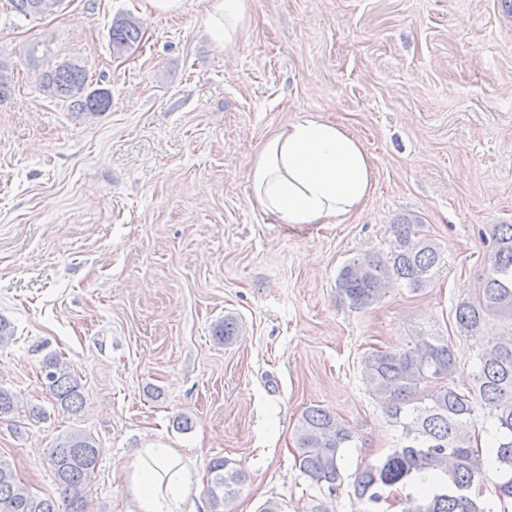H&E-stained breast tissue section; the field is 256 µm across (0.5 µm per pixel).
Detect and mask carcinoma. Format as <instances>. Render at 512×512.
Listing matches in <instances>:
<instances>
[{"label":"carcinoma","instance_id":"cac0c4a2","mask_svg":"<svg viewBox=\"0 0 512 512\" xmlns=\"http://www.w3.org/2000/svg\"><path fill=\"white\" fill-rule=\"evenodd\" d=\"M57 0H10L13 10L29 18L56 11ZM141 22L128 14L112 19L108 29L112 54L121 56L143 39ZM48 49L32 45L28 65L40 70V90L68 103L79 114L100 116L112 106L110 91L93 86L85 66L77 62L51 64ZM13 77L0 61V102L9 98ZM386 256L367 253L344 265L337 278L339 296L354 309L377 302L392 282L414 292L429 285L441 262L434 243L415 232V225H390ZM491 271L480 288L479 301L463 300L455 309L461 333L477 338L490 316L512 319V224H497L491 244ZM472 386L461 393L450 384L457 370L455 353L447 340L418 336L401 350H375L364 357L363 373L372 393L382 403L391 423L402 428L400 444L385 458L366 465L356 476L354 495L363 512H381L397 487L417 480L431 481L433 489L407 494L402 512H495L473 492L486 478L485 460L472 444L469 425L475 405L489 410L495 421L492 464L501 472L496 484L501 512L512 501V336L481 349ZM43 384L54 404L69 413L85 405L82 384L55 354L44 358ZM18 397L0 387V418L15 414ZM353 430L331 412L308 407L296 427V461L315 484L331 492L340 486L342 449L353 441ZM102 446L90 433L74 431L49 449L47 460L60 489L57 499L33 495L10 463L0 457V512H84L83 493L95 474ZM207 494L214 507L232 500L246 476L231 460L215 457L208 463Z\"/></svg>","mask_w":512,"mask_h":512}]
</instances>
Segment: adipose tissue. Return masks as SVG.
I'll return each mask as SVG.
<instances>
[{
  "label": "adipose tissue",
  "mask_w": 512,
  "mask_h": 512,
  "mask_svg": "<svg viewBox=\"0 0 512 512\" xmlns=\"http://www.w3.org/2000/svg\"><path fill=\"white\" fill-rule=\"evenodd\" d=\"M250 0H207L205 28L217 49L242 41ZM248 179L259 209L282 224H340L360 212L374 188L362 142L344 126L306 114L258 148ZM121 472L131 512H197L198 485L182 454L138 449Z\"/></svg>",
  "instance_id": "ef3b65f1"
}]
</instances>
